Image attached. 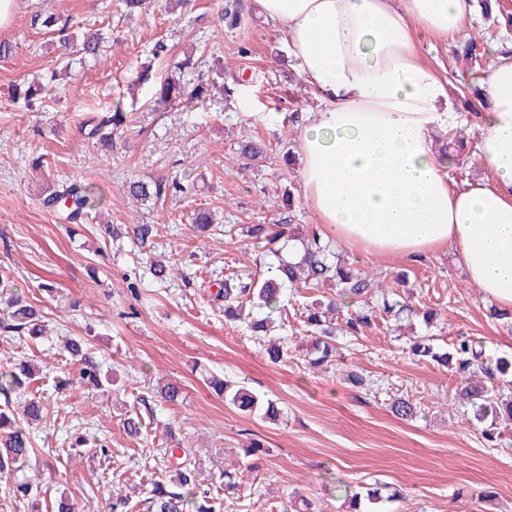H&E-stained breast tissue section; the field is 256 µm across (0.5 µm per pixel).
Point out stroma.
Instances as JSON below:
<instances>
[{
    "instance_id": "stroma-1",
    "label": "stroma",
    "mask_w": 512,
    "mask_h": 512,
    "mask_svg": "<svg viewBox=\"0 0 512 512\" xmlns=\"http://www.w3.org/2000/svg\"><path fill=\"white\" fill-rule=\"evenodd\" d=\"M107 0H17L11 24L0 41L13 55L0 61V262L28 298L42 301L47 336L30 340L0 333V372L25 357L42 369L44 419L32 429L36 454L17 475H0V512H56L59 500L76 512H112V490L121 486L126 512H141L153 480L161 478L164 449H192L205 476L241 463L249 442L260 441V469L242 487L214 486L216 512H274L276 507L311 501L317 512H349L340 492L380 485L399 491L400 501L371 505L370 512H512V443L486 445L471 414L455 393L460 379L452 369L413 356L416 338L447 350L463 334L480 341L491 357H512V323L490 314L492 304L469 284L449 250L424 258L366 253L330 244L334 258L368 270L382 284L400 280L399 293L415 309L401 319L375 317L356 337L337 335L336 360L318 370L305 357L308 335L300 314L309 297H334L332 284L314 293L300 291L282 313L289 357L272 363L239 323L224 316L210 283L234 272L266 269L269 245L244 235L250 224H290L292 237L318 230L319 220L302 194L300 124L292 113L317 108L305 89L282 36L242 0L243 21L234 29L202 27L224 0H191L168 9L152 0L146 12L125 20ZM61 12L82 29L120 31L121 41L105 51V65L84 68L38 112L13 104L10 90L20 81L55 68L56 54L45 31L32 27L34 12ZM479 4H472L456 38L420 37L423 58L448 81L452 109L459 115L454 134L475 146L481 131L462 101L460 86L472 75L456 62V43L486 42L479 69L487 75L512 29L487 35ZM164 42L166 54L151 49ZM202 58L207 95L155 109L147 90L135 86L137 71L152 62L167 75L184 50ZM124 93L126 121L111 146L85 141L80 124ZM247 94L249 111L240 108ZM256 141L265 160L240 155ZM47 157L45 175L33 159ZM198 161L196 192L188 199L135 202L125 192L131 179L182 176L184 164ZM80 179L103 196L102 220L112 224H157L156 248H138L129 238H102L96 225L64 224L44 208L48 188ZM204 207L234 233L204 238L189 219ZM173 254L185 279L161 282L149 272L154 254ZM137 282L130 292L129 282ZM55 287L45 297L41 286ZM87 341L101 371L117 370L120 388H87L77 366L67 365L66 338ZM362 374L368 388L353 386L348 373ZM217 373L276 400L281 416L269 423L224 403L209 388ZM173 382L182 394L167 402L158 386ZM412 396L422 405L412 418L392 413L395 398ZM140 412V439L123 427L125 411ZM89 431L112 450L104 458L89 448L64 449L66 437ZM38 480L29 496L14 493L16 481Z\"/></svg>"
}]
</instances>
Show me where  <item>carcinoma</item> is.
<instances>
[{"mask_svg": "<svg viewBox=\"0 0 512 512\" xmlns=\"http://www.w3.org/2000/svg\"><path fill=\"white\" fill-rule=\"evenodd\" d=\"M150 5V0H119L121 14L130 18L143 12ZM219 22L232 29L240 24L239 0H224V8L219 15ZM32 25L48 30L54 37L55 50L64 69L70 70L76 65L89 62L98 64L104 54L105 37L98 32L77 34L70 17L60 15L34 14ZM483 42L469 38L456 46L455 56L459 60L473 65L477 63ZM177 69L186 81L180 83L173 78L159 82V89L153 93L155 106L167 108L177 97L185 93V87L191 84L195 61L186 57L177 63ZM59 89L57 72L51 71L43 83L34 86L19 83L12 89V98L21 103V107L29 112L38 110L41 99L37 92L47 93ZM124 121V108L121 99H116L109 108V114L91 126L87 132L88 139L112 145V131ZM128 195L141 202L152 199L164 200L169 196L188 197L194 189V182L187 179L141 181L134 180L126 186ZM102 203L95 187L81 180L63 183L54 191L44 196L42 205L54 211L58 218L68 224H89L98 216ZM193 228L199 234L215 232L218 225L214 224L211 212L199 209L193 213ZM287 225L270 233L265 224H251L247 233L252 239L265 240L273 244L286 234ZM101 233L110 239H119L123 233L133 235L140 246L151 245L159 236L155 224H133L120 228L114 224L99 225ZM330 282L335 284L336 296L325 302L313 301L305 307L304 324L313 333L312 358L309 364L320 367L328 364L333 357V344L336 328L329 324V317L346 311L345 326L342 331L349 336H357L371 326L375 316L370 309L367 298L372 291V278L363 269H354L339 262L328 260V247L323 244L318 234H312L304 247V255L298 263L282 262L276 267H268L265 278L260 279L252 273L244 276L231 274L219 283L216 296L224 298L225 317L238 320L245 325L260 346L264 347L271 362L283 361L288 356V346L284 337H266L269 331V319L261 318L253 313V307L272 309L284 304L283 290L301 288L309 290L319 284ZM394 292L384 293L375 301L377 310L394 317L411 310L406 302L391 299ZM0 331L17 333L38 339L45 333L44 315L35 303L18 292L11 293L6 306L0 309ZM66 352L78 359L82 364L80 379L96 389L108 387L118 381L117 375H103L92 356L84 351L83 343L71 339L65 345ZM412 353L422 359H430L442 366L454 365L455 373L461 378L462 386L457 396L469 406L471 422L481 428V436L491 447L501 444L502 432L497 427V420L506 418L512 422V380L507 379L512 372V361L498 358L494 361L485 356L480 342L463 336L453 344L452 352H439L427 340H418L412 345ZM37 371L27 360L13 365V369L0 373V395L4 397V407L0 408V472L5 469H21L31 454L34 453L30 436L20 426L22 422L37 423L43 418L41 398L38 391L30 389ZM210 387L222 399L229 402L237 410L244 413L261 412V417L270 423L278 421L280 409L271 398H264L244 385L236 384L221 376L210 377ZM25 397L22 412L12 408L10 395ZM123 428L132 438L142 434L143 422L138 413L125 415ZM187 459L167 471V478L152 482L150 496L144 499L146 512H213L211 490L202 489L197 481V469L191 464L190 450H184Z\"/></svg>", "mask_w": 512, "mask_h": 512, "instance_id": "1", "label": "carcinoma"}]
</instances>
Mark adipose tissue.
Returning a JSON list of instances; mask_svg holds the SVG:
<instances>
[{
	"mask_svg": "<svg viewBox=\"0 0 512 512\" xmlns=\"http://www.w3.org/2000/svg\"><path fill=\"white\" fill-rule=\"evenodd\" d=\"M321 103L307 112L301 186L324 233L376 255L453 251L471 284L512 308V55L479 83L488 178L454 186L435 148L455 126L421 34L454 38L469 0H255Z\"/></svg>",
	"mask_w": 512,
	"mask_h": 512,
	"instance_id": "1",
	"label": "adipose tissue"
}]
</instances>
